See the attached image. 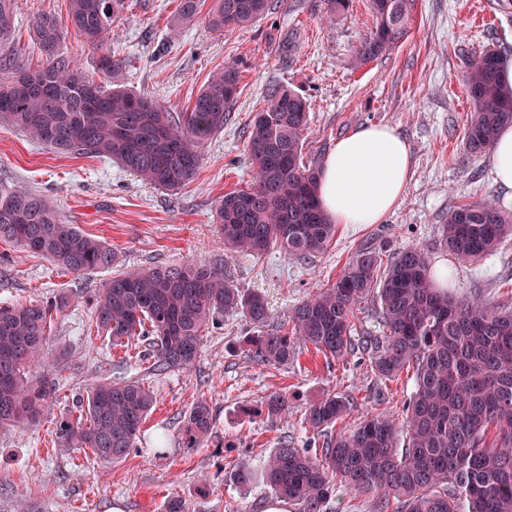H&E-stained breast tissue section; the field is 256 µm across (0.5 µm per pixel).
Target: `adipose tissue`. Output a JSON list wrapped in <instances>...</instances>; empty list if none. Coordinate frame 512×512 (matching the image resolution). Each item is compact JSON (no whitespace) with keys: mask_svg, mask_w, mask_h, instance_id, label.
<instances>
[{"mask_svg":"<svg viewBox=\"0 0 512 512\" xmlns=\"http://www.w3.org/2000/svg\"><path fill=\"white\" fill-rule=\"evenodd\" d=\"M411 176L406 139L365 126L339 140L319 168V201L337 224H379L399 205Z\"/></svg>","mask_w":512,"mask_h":512,"instance_id":"obj_1","label":"adipose tissue"}]
</instances>
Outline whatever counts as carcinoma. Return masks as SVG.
Here are the masks:
<instances>
[{"label": "carcinoma", "mask_w": 512, "mask_h": 512, "mask_svg": "<svg viewBox=\"0 0 512 512\" xmlns=\"http://www.w3.org/2000/svg\"><path fill=\"white\" fill-rule=\"evenodd\" d=\"M15 0H0V121L31 140L63 153L118 162L142 180L176 191L199 169L204 145L224 130L238 94L233 64L214 73L188 110L173 116L152 100L119 86L125 59L107 48L112 23L125 0H67L68 20L97 52L96 67L112 87L91 80L61 49L63 30L52 14L33 22V39L45 63L32 67L13 43ZM414 0H371L374 26L355 62L391 50L406 34ZM200 0H178L172 27L193 21ZM272 9V0H214L207 24L214 31L244 28ZM470 120L466 151L477 156L497 131L512 124V100L501 97L498 57L484 50L465 58ZM265 109L247 129L252 182L218 198L214 220L224 248L260 254L277 249L306 259L323 251L336 225L318 201L317 167L304 161L309 102L278 84L268 86ZM512 234V215L490 202L448 211L444 246L461 263L494 254ZM43 257L78 277L109 268L117 256L106 243L65 223L47 197L0 183V241ZM371 301L385 335L374 344V369L383 378L412 370L414 390L401 417L380 412L349 432H333L350 409L328 394L311 404L304 421L321 448L276 449L261 471L242 458L230 471L239 485L261 480L276 495L326 512L336 489L374 491L387 512H512V308L495 307L481 291L455 300L437 286L426 253L411 246L388 261L374 250L358 252L330 286L299 303L281 324L270 323L264 298L237 288L223 266L192 262L112 277L93 307V331L109 347L143 338L152 347L154 371L190 368L199 336L226 315H241L254 329L250 357L285 365L301 346L344 359L355 350V310ZM68 297L42 303L0 302V427L31 422L52 387L25 379L30 362L44 358L53 311ZM155 401L139 381L102 378L77 399V415L57 422L66 448L114 463L136 449L142 423ZM267 416L288 415V398L269 396ZM212 410L197 400L184 419L186 447L211 435Z\"/></svg>", "instance_id": "obj_1"}]
</instances>
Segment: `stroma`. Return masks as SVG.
Segmentation results:
<instances>
[{
	"label": "stroma",
	"instance_id": "obj_1",
	"mask_svg": "<svg viewBox=\"0 0 512 512\" xmlns=\"http://www.w3.org/2000/svg\"><path fill=\"white\" fill-rule=\"evenodd\" d=\"M176 6L177 0H126L108 47L127 60L122 85L174 114L186 111L214 71L238 66L241 81L230 119L181 190L158 189L111 160L58 153L0 125V182L50 197L63 221L107 242L118 257L116 270L76 278L0 241V300L69 298L47 332L48 349L64 353V361L30 366L31 376L53 385L48 403L35 422L0 427V512H166L175 497L185 512H266L274 492L233 483L234 462L244 457L259 467L281 443L307 447L314 433L304 421L305 409L326 394L350 400L341 426L351 430L383 410L400 414L412 390V379L388 381L371 369L370 345L382 338L383 327L370 303L355 313L357 350L343 360L306 350L284 366L258 364L248 355L251 328L238 315L225 318L222 329L202 332L191 369L156 373L150 360L86 335L97 290L114 271L185 261L217 264L238 288L261 294L277 323L331 284L358 251L387 257L415 245L431 261L453 264L455 298L478 287L486 299L512 304V237L494 255L462 264L441 235L450 207L503 200L488 155L469 156L463 145L470 117L463 57L488 48L512 57V0H416L405 37L359 68L356 51L374 24L370 0H351L348 12L332 22L323 20L321 0H275L274 9L253 25L224 32L206 23L211 0H202L193 23L172 32ZM43 12L66 21V0H16L14 41L32 66L44 62L29 32ZM272 84L309 100L303 156L313 165L366 125L395 128L410 148L409 184L384 222L337 225L327 248L305 260L275 250L259 256L227 251L213 222L218 197L251 182L244 132ZM104 377L144 382L157 397L136 451L108 467L84 451L53 444L58 418ZM276 392L288 397V415L280 420L265 412L266 399ZM201 398L215 427L199 447L188 448L182 421ZM202 475L211 485L205 495L198 491Z\"/></svg>",
	"mask_w": 512,
	"mask_h": 512
}]
</instances>
